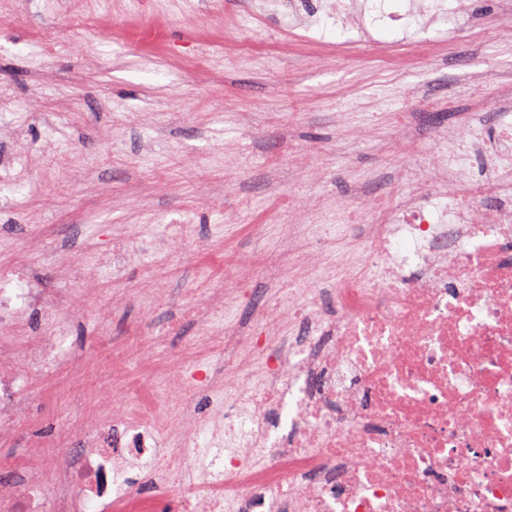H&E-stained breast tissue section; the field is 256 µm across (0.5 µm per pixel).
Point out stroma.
<instances>
[{"instance_id":"35a3bbf8","label":"stroma","mask_w":512,"mask_h":512,"mask_svg":"<svg viewBox=\"0 0 512 512\" xmlns=\"http://www.w3.org/2000/svg\"><path fill=\"white\" fill-rule=\"evenodd\" d=\"M289 17L280 0H90L98 24L47 0H0V276L24 264L65 364L32 372L24 411L0 440V484L40 441L77 448L87 415L158 367L210 362L213 331L195 308L230 294L237 319L288 270V229L332 224L360 198H386L404 170H427L426 131L464 130L467 87L483 74L486 112L512 105L502 0H365L354 26L327 0ZM61 111L63 126H45ZM421 117L416 145L393 118ZM74 288L73 304H57Z\"/></svg>"}]
</instances>
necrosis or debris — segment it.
Here are the masks:
<instances>
[{
	"label": "necrosis or debris",
	"instance_id": "obj_1",
	"mask_svg": "<svg viewBox=\"0 0 512 512\" xmlns=\"http://www.w3.org/2000/svg\"><path fill=\"white\" fill-rule=\"evenodd\" d=\"M435 141V181L463 194L440 200L415 173L399 208L348 212L361 259L332 275L289 238L309 300L289 289L287 307L224 332L235 363L277 315L300 328L271 342L278 363L249 390L215 397L210 420L185 411L160 452L171 392L157 382L108 409L77 455L34 447L19 485H0V512H161L172 487L182 512H512V120ZM36 303L24 268L0 281L1 326ZM57 358L55 337L22 358L0 336V437L19 420L22 370ZM145 462L152 498L132 475Z\"/></svg>",
	"mask_w": 512,
	"mask_h": 512
}]
</instances>
